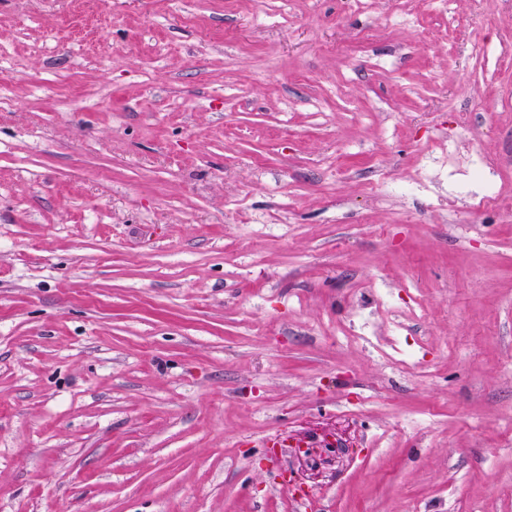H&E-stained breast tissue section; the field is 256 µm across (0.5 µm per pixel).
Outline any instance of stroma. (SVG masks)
<instances>
[{"mask_svg":"<svg viewBox=\"0 0 512 512\" xmlns=\"http://www.w3.org/2000/svg\"><path fill=\"white\" fill-rule=\"evenodd\" d=\"M338 422L316 512H512V0H0V512H293Z\"/></svg>","mask_w":512,"mask_h":512,"instance_id":"35a3bbf8","label":"stroma"}]
</instances>
